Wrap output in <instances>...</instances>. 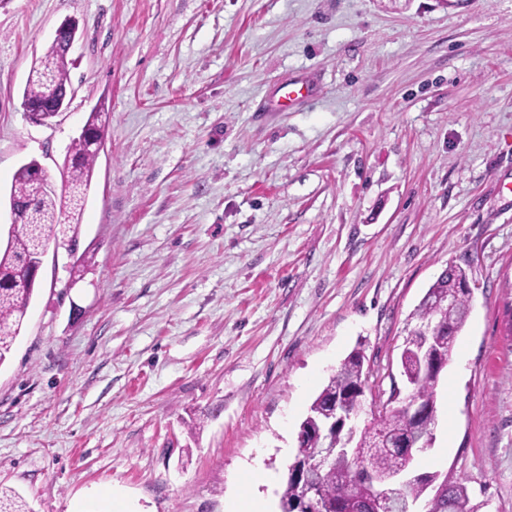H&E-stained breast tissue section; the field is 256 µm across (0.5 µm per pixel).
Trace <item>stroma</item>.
Returning a JSON list of instances; mask_svg holds the SVG:
<instances>
[{
	"label": "stroma",
	"instance_id": "obj_1",
	"mask_svg": "<svg viewBox=\"0 0 512 512\" xmlns=\"http://www.w3.org/2000/svg\"><path fill=\"white\" fill-rule=\"evenodd\" d=\"M68 104L22 106L64 22ZM312 102L262 112L286 79ZM110 113L81 224L0 365V490L30 512H267L299 424L362 349L400 381L448 265L468 320L417 469L512 512V0H0V226ZM268 473L253 480L250 467Z\"/></svg>",
	"mask_w": 512,
	"mask_h": 512
}]
</instances>
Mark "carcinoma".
Instances as JSON below:
<instances>
[{"mask_svg": "<svg viewBox=\"0 0 512 512\" xmlns=\"http://www.w3.org/2000/svg\"><path fill=\"white\" fill-rule=\"evenodd\" d=\"M71 39L72 31L62 28L44 55L34 62L27 78L23 104L39 109V115L48 121L67 98ZM108 121L109 113L101 106L89 113L84 134L71 143L61 192L46 189L33 177L35 159L22 164L13 176L9 200L19 209L9 227L6 246L0 249V365L13 350L38 283L29 276V269L40 260L55 226L80 223L98 157V152L89 148L87 137L103 139ZM466 281L464 269L452 265L446 268L407 323L411 339L401 352L402 375L409 396L425 405L427 412L415 419L391 396L385 401L372 399L376 412L357 429L354 455L337 454L313 474L322 506L338 503L340 512H373L374 487L369 473L405 472L413 466L408 449L428 448L435 441L438 377L425 370L422 354L427 348L452 350L454 338L471 311L472 296L457 293ZM364 365L365 357L359 350L340 363L311 403L299 425L298 437L309 438L322 429L334 403H352L364 393L370 376ZM435 479L431 473L409 478L399 486L400 497L406 502L427 499V490ZM304 498V484L287 474L281 504L292 505ZM427 512H477V506L471 504L467 487L459 481L447 485L444 497L428 499Z\"/></svg>", "mask_w": 512, "mask_h": 512, "instance_id": "obj_1", "label": "carcinoma"}]
</instances>
